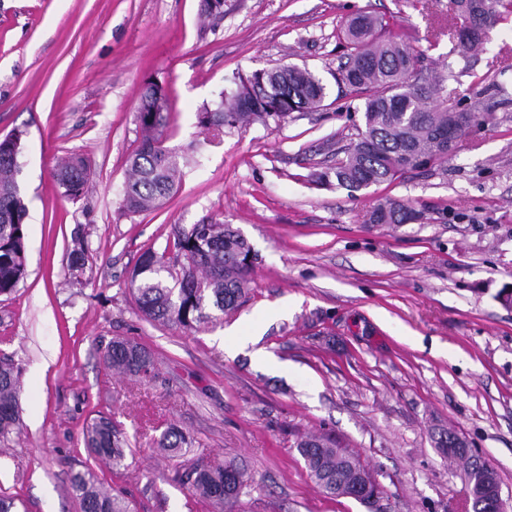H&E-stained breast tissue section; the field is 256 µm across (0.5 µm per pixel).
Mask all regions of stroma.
Wrapping results in <instances>:
<instances>
[{
	"label": "stroma",
	"mask_w": 512,
	"mask_h": 512,
	"mask_svg": "<svg viewBox=\"0 0 512 512\" xmlns=\"http://www.w3.org/2000/svg\"><path fill=\"white\" fill-rule=\"evenodd\" d=\"M199 0H0V138L22 135L27 275L0 295V356L20 375V428L0 442V496L16 512H81L73 471L92 466L135 512H211L181 473L236 459L239 512H470L456 433L497 475L512 512V18L474 51L448 38L449 0H224L208 31ZM386 31L445 77L448 109L487 113L427 169L351 192L319 185L356 140L363 102L336 81L355 16ZM280 64L322 78V107L269 126L209 131L197 110L239 77ZM164 86L167 146L195 155L160 209L121 207L139 143L144 82ZM80 155L89 188L61 195L57 164ZM419 214L372 224L386 199ZM233 225L256 260L235 311L185 333L146 320L129 276L173 225ZM85 244L84 270L70 254ZM130 339L155 357L140 381L100 352ZM265 349L271 362H254ZM112 416L130 441L124 469L89 457L84 428ZM189 436L163 458L168 426ZM326 433L360 455L384 492L373 506L331 497L296 441Z\"/></svg>",
	"instance_id": "1"
}]
</instances>
